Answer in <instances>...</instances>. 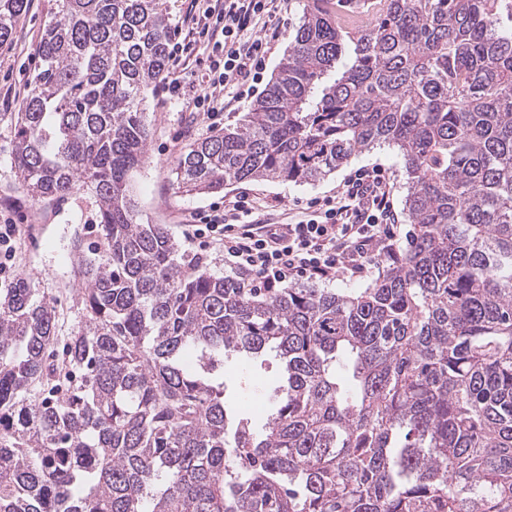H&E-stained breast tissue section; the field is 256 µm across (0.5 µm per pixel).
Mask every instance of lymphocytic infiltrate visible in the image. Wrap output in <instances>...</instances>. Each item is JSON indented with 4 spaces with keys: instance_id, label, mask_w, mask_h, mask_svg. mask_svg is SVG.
<instances>
[{
    "instance_id": "obj_1",
    "label": "lymphocytic infiltrate",
    "mask_w": 512,
    "mask_h": 512,
    "mask_svg": "<svg viewBox=\"0 0 512 512\" xmlns=\"http://www.w3.org/2000/svg\"><path fill=\"white\" fill-rule=\"evenodd\" d=\"M288 0H187L167 53L172 76L162 90L184 111L224 113L249 98L262 81L272 48L285 31ZM249 190L189 212L187 239H206L224 253L249 288H274L300 279L361 278L397 247V214L383 168H360L335 194L315 199L300 218L259 224L268 208Z\"/></svg>"
}]
</instances>
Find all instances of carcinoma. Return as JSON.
Returning <instances> with one entry per match:
<instances>
[{
	"label": "carcinoma",
	"mask_w": 512,
	"mask_h": 512,
	"mask_svg": "<svg viewBox=\"0 0 512 512\" xmlns=\"http://www.w3.org/2000/svg\"><path fill=\"white\" fill-rule=\"evenodd\" d=\"M27 0H0V44ZM160 0H56L15 124L38 199L98 202L84 322L58 344L31 281L0 288V512H512V0H303L236 126L176 185L313 184L378 144L405 161L407 247L366 288L185 274L140 224ZM284 364L258 427L229 421L224 353Z\"/></svg>",
	"instance_id": "carcinoma-1"
}]
</instances>
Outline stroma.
<instances>
[{
    "mask_svg": "<svg viewBox=\"0 0 512 512\" xmlns=\"http://www.w3.org/2000/svg\"><path fill=\"white\" fill-rule=\"evenodd\" d=\"M55 0H28V9L17 25L11 43L0 46V86H24L38 62L35 58L45 24L51 19ZM21 108L13 101L0 106V206L12 202L23 221L25 234L19 244L17 272L41 288L58 314L60 336L70 335L83 322L80 296L84 285L77 275L82 241L91 251L99 243L96 222L97 202L87 189H76L52 200H37L22 188L13 164L15 117ZM151 136L145 162L128 179L139 217L145 224L165 225L178 240L185 261L202 260L217 276L224 273V255L216 249L184 240L180 220L184 213L207 206L212 198L179 190L175 167L188 143L209 136L210 121L203 114L182 111L179 101L160 102L156 92L148 94L144 114ZM379 166L386 170L393 187L394 208L399 217V248H406L411 224L404 208L406 175L399 152L381 146L362 152L340 166L325 180L314 184L254 182L250 188L262 197L279 196L286 205H306L310 199L335 191L356 169ZM278 365L274 360L254 359L243 364L232 357L224 362V380L229 401L239 402L244 411L265 420L273 392L278 384Z\"/></svg>",
    "mask_w": 512,
    "mask_h": 512,
    "instance_id": "1",
    "label": "stroma"
}]
</instances>
